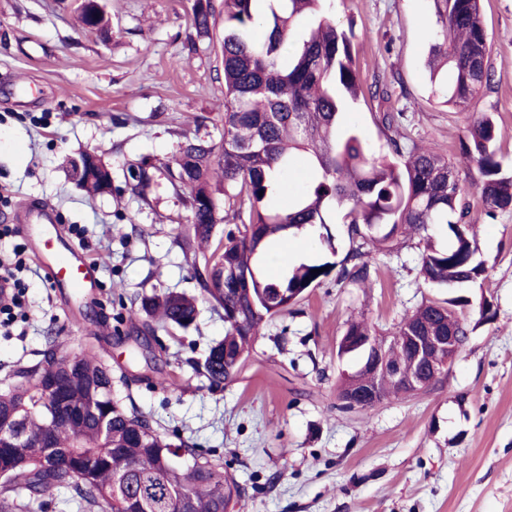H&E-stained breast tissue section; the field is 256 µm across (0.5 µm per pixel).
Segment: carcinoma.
I'll return each mask as SVG.
<instances>
[{
	"label": "carcinoma",
	"mask_w": 512,
	"mask_h": 512,
	"mask_svg": "<svg viewBox=\"0 0 512 512\" xmlns=\"http://www.w3.org/2000/svg\"><path fill=\"white\" fill-rule=\"evenodd\" d=\"M332 2L223 0L224 134L218 145L184 137L169 170L171 185L188 195L194 239L211 245L202 253V287L204 299L224 311V338L195 369L212 386L233 381L262 326L291 312L331 272L338 284L369 281L375 250L390 252L416 238L423 246L424 283L457 288L486 279L462 182L470 183L486 216L512 209V170L498 157L491 113L475 115L455 162L404 136L401 112L378 113L384 142L378 151L370 149L344 117L363 89L354 33L336 26ZM434 5L430 82L444 90L446 104L466 111L495 84L484 3ZM193 8L197 34L210 36L211 0ZM257 25L265 30L259 41L252 35ZM300 162L307 180L280 208L276 199ZM77 173L88 193L111 190L107 170L83 167ZM336 212L349 241L341 261L301 259L278 276L268 274L264 258L279 239L323 228ZM220 223L224 237L215 242ZM436 224L446 226L448 244L429 234ZM468 305L465 296L427 300L401 318L395 334L446 336L455 328L469 336L473 328L459 312ZM142 313H157L186 330L195 321L197 300L174 291L143 295L138 307H130V320ZM8 380L0 392V418L21 413L26 439L18 451L0 447V467L13 474L9 484H0V512H33L42 495L59 487L73 491L83 512H224L243 495L221 458L172 444L115 401L112 368L90 350H70L51 339L42 361L16 367ZM175 446L190 459H211L216 468L171 469Z\"/></svg>",
	"instance_id": "obj_1"
}]
</instances>
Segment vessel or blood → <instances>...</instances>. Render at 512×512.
<instances>
[{
    "label": "vessel or blood",
    "mask_w": 512,
    "mask_h": 512,
    "mask_svg": "<svg viewBox=\"0 0 512 512\" xmlns=\"http://www.w3.org/2000/svg\"><path fill=\"white\" fill-rule=\"evenodd\" d=\"M18 221L21 230L33 241L34 255L54 287L70 289L79 296L96 288V264L62 242V225L49 207L26 206Z\"/></svg>",
    "instance_id": "obj_1"
}]
</instances>
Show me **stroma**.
Returning <instances> with one entry per match:
<instances>
[{
	"instance_id": "obj_1",
	"label": "stroma",
	"mask_w": 512,
	"mask_h": 512,
	"mask_svg": "<svg viewBox=\"0 0 512 512\" xmlns=\"http://www.w3.org/2000/svg\"><path fill=\"white\" fill-rule=\"evenodd\" d=\"M112 28L77 20L78 0H0V224L27 202L52 206L69 243L98 266L95 298L27 274L28 317L0 333V378L41 360L49 337L93 346L112 366V393L172 442L220 455L245 494L231 512H512V211L477 219L484 281L463 286L476 328L436 386L340 411L336 382L354 369L336 343L348 321L392 335L423 300L445 299L419 277L420 252L377 254L368 286L329 279L293 313L269 321L236 379L210 386L194 369L224 336V314L203 301L194 253L184 246L190 210L166 166L184 135L224 130L223 11L198 37L193 0H103ZM336 23L354 30L360 79L388 98H360L348 119L376 146V113L404 112L402 131L456 160L472 113H494L503 165L512 168V0H485L496 73L471 112L442 104L426 60L433 0H336ZM96 150L112 191L91 196L73 163ZM144 171V180L132 179ZM198 298L186 330L130 322L137 297ZM497 311L479 323V302Z\"/></svg>"
}]
</instances>
